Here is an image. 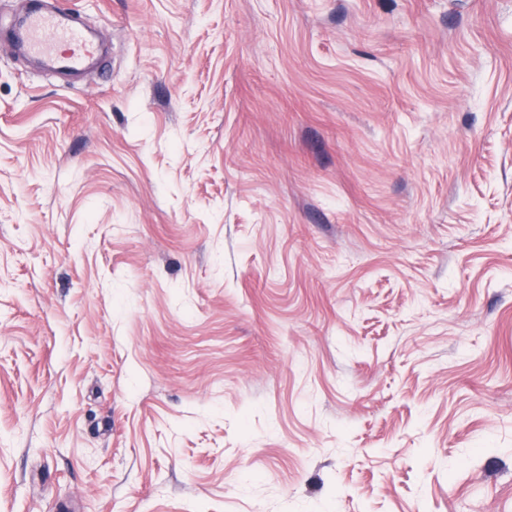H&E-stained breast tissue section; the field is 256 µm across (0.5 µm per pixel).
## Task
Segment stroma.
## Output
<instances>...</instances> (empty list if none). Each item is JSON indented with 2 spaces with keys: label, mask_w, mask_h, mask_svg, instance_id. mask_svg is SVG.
<instances>
[{
  "label": "stroma",
  "mask_w": 512,
  "mask_h": 512,
  "mask_svg": "<svg viewBox=\"0 0 512 512\" xmlns=\"http://www.w3.org/2000/svg\"><path fill=\"white\" fill-rule=\"evenodd\" d=\"M0 0V512H512V0ZM19 38L29 53L62 70L80 69L95 52L84 29L69 16L40 7L21 18ZM59 45L67 48L60 49Z\"/></svg>",
  "instance_id": "1"
}]
</instances>
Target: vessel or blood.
<instances>
[{"instance_id":"obj_1","label":"vessel or blood","mask_w":512,"mask_h":512,"mask_svg":"<svg viewBox=\"0 0 512 512\" xmlns=\"http://www.w3.org/2000/svg\"><path fill=\"white\" fill-rule=\"evenodd\" d=\"M20 40L29 53L62 70L80 69L95 52L84 29L69 16L39 7L22 17Z\"/></svg>"}]
</instances>
